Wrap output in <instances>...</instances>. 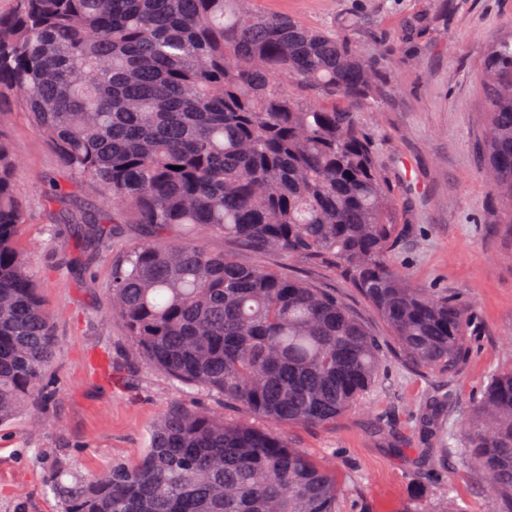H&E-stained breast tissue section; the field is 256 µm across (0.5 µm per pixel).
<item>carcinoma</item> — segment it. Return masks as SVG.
Masks as SVG:
<instances>
[{"instance_id":"carcinoma-1","label":"carcinoma","mask_w":512,"mask_h":512,"mask_svg":"<svg viewBox=\"0 0 512 512\" xmlns=\"http://www.w3.org/2000/svg\"><path fill=\"white\" fill-rule=\"evenodd\" d=\"M250 0H15L0 14L3 104L27 115L70 174L101 186L99 207L66 208L82 264L144 236L112 263L127 358L269 423L171 405L148 448L91 477L51 485L62 512H337V475L282 428L330 426L383 370L378 337L335 293L239 251L329 261L388 327L398 358L451 381L473 355L456 297L412 288L389 258L403 237L372 146L336 100L371 97L380 75L346 37L261 14ZM484 167L512 210V36L481 63ZM314 88L312 104L288 88ZM18 159L0 136V427L53 400V314L18 243ZM219 235L224 249L204 238ZM448 398L429 397L431 441ZM512 512V368L492 374L462 428Z\"/></svg>"}]
</instances>
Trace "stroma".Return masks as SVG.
Returning a JSON list of instances; mask_svg holds the SVG:
<instances>
[{"label": "stroma", "mask_w": 512, "mask_h": 512, "mask_svg": "<svg viewBox=\"0 0 512 512\" xmlns=\"http://www.w3.org/2000/svg\"><path fill=\"white\" fill-rule=\"evenodd\" d=\"M254 10L294 18L307 27L348 37L382 76L374 100L348 101L370 139L377 167L394 192L397 221L407 235L392 263L417 288H445L473 312L475 352L448 392L445 423L458 428L490 374L512 367V229L479 160L487 127L480 63L512 36V0H252ZM0 136L20 164L16 181L27 209L21 245L41 295L55 314V361L49 378L56 397L43 422L23 413L0 427V512H60L48 485L57 469L88 476L128 460L150 444L157 417L189 393L167 375L127 359L123 325L109 314L112 257L59 274L58 254H79L62 205H112L98 186L71 178L24 113H8ZM65 191L45 202L50 183ZM260 269L334 290L350 311L390 344L389 330L333 265L248 252ZM384 375L363 402L326 428H287L292 446L338 474L340 512L365 500L371 512H414L415 486L426 507L453 492L462 512H498L496 496L470 464L450 461L440 471L415 467L416 415L431 381L385 355Z\"/></svg>", "instance_id": "stroma-1"}]
</instances>
